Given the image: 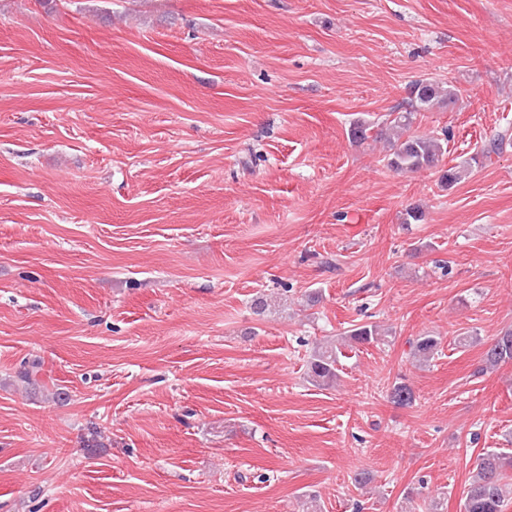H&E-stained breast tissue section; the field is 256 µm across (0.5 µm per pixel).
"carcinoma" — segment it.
I'll return each instance as SVG.
<instances>
[{"mask_svg":"<svg viewBox=\"0 0 512 512\" xmlns=\"http://www.w3.org/2000/svg\"><path fill=\"white\" fill-rule=\"evenodd\" d=\"M446 99L441 94L438 83L419 80L409 90L407 106L395 111L391 123L400 129L397 139L390 144L388 166L397 172H414L432 167L446 151L451 133L444 137L415 135L410 132L414 113L430 110L443 104ZM439 340L434 336H421L412 345V354L420 361H428L438 354ZM512 360V330L498 337L485 354V367ZM336 352L324 349L316 352L310 361L309 374L315 382H328L336 377ZM512 468V456L494 450L480 455L470 488L463 502V512H504L512 498V489L501 481L504 468Z\"/></svg>","mask_w":512,"mask_h":512,"instance_id":"carcinoma-1","label":"carcinoma"}]
</instances>
